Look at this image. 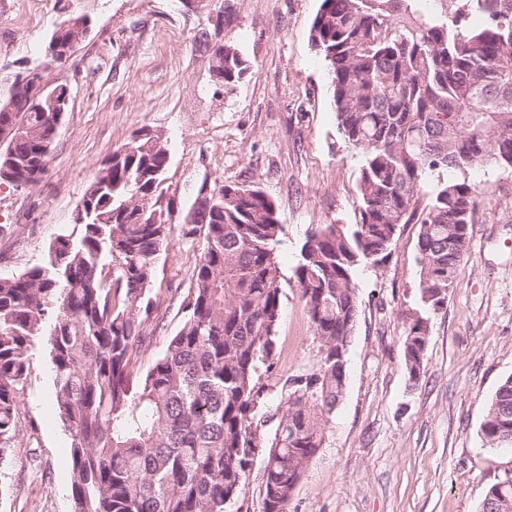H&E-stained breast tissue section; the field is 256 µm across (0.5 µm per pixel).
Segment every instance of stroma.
Listing matches in <instances>:
<instances>
[{
	"instance_id": "1",
	"label": "stroma",
	"mask_w": 512,
	"mask_h": 512,
	"mask_svg": "<svg viewBox=\"0 0 512 512\" xmlns=\"http://www.w3.org/2000/svg\"><path fill=\"white\" fill-rule=\"evenodd\" d=\"M320 0H0V102L16 71L63 81L70 110L47 171L20 187L0 180V276L39 264L100 163L139 131L163 135L169 154L159 204L180 227L202 182L256 185L284 227L276 250L282 314L265 388L261 434L286 380L317 363V342L294 278L298 247L319 224H350L361 159L337 129L326 62L309 43ZM81 17L90 33L48 66L57 27ZM248 62L233 87L213 73L214 50ZM480 186L464 260L444 305L429 314L425 372L410 381L403 342L419 307L416 224L401 225L390 256L356 273L359 312L347 352L348 386L288 512H479L512 448L483 444L480 425L512 375V171L470 172ZM204 245L172 235L152 290L158 309L138 367L147 371L180 326ZM45 339L31 351L22 431L0 469V512H73L68 431L52 410Z\"/></svg>"
}]
</instances>
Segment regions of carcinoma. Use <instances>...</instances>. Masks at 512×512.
Here are the masks:
<instances>
[{"label": "carcinoma", "mask_w": 512, "mask_h": 512, "mask_svg": "<svg viewBox=\"0 0 512 512\" xmlns=\"http://www.w3.org/2000/svg\"><path fill=\"white\" fill-rule=\"evenodd\" d=\"M473 9L484 23L463 33ZM310 42L329 67L338 130L361 157L359 204L355 223L319 224L300 247L295 277L319 361L289 380L272 438L258 434V373L276 354L283 226L259 187L222 183L202 223L181 225L182 238L201 234L205 245L180 326L143 376L155 266L173 231L154 203L168 165L160 135L116 148L80 202L84 221L55 237L44 263L0 278V463L20 433L30 351L47 324L74 512H226L257 448L262 512H287L288 463L312 461L346 393L334 358L357 320V269L384 261L412 221L421 310L404 355L409 379L424 373L428 313L448 296L476 212L467 174L489 160L512 170V0H459L449 21L422 0H321ZM215 55L226 85L247 70L231 46ZM46 113L41 95L0 104L1 180L25 186L46 172ZM436 171L455 176L426 182ZM481 435L512 447V375Z\"/></svg>", "instance_id": "1"}]
</instances>
